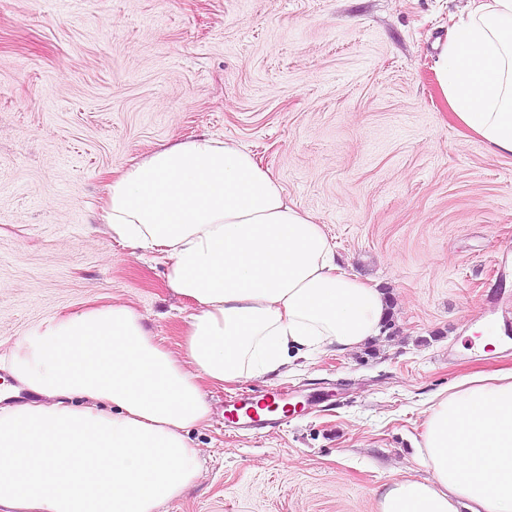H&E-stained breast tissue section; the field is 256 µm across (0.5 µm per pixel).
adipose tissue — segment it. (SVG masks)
<instances>
[{
  "mask_svg": "<svg viewBox=\"0 0 512 512\" xmlns=\"http://www.w3.org/2000/svg\"><path fill=\"white\" fill-rule=\"evenodd\" d=\"M437 72L460 125L512 155V0H475ZM105 220L164 252L169 288L196 302L184 357L125 305L33 332L8 371L34 399L0 407V512H159L198 476L188 435L210 419L205 385L356 350L386 322L385 294L337 265L323 225L245 147L159 146L113 181ZM418 462L429 479L392 480L378 512H512V367L434 397Z\"/></svg>",
  "mask_w": 512,
  "mask_h": 512,
  "instance_id": "obj_1",
  "label": "adipose tissue"
}]
</instances>
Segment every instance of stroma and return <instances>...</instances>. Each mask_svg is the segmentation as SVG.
<instances>
[{
	"label": "stroma",
	"instance_id": "35a3bbf8",
	"mask_svg": "<svg viewBox=\"0 0 512 512\" xmlns=\"http://www.w3.org/2000/svg\"><path fill=\"white\" fill-rule=\"evenodd\" d=\"M468 0H0V379L55 317L117 303L174 356L191 300L161 251L101 219L131 160L202 134L248 147L323 224L338 262L387 295L391 331L287 372L207 386L200 471L160 512H377L428 478L414 459L433 395L512 366L467 325L512 337V156L452 117L434 63ZM333 401L239 430L230 401ZM503 332L501 321L492 325L481 321L470 326L467 329L466 336H471L480 348L489 347L497 352L505 340ZM475 334H479L480 337L476 338Z\"/></svg>",
	"mask_w": 512,
	"mask_h": 512
}]
</instances>
